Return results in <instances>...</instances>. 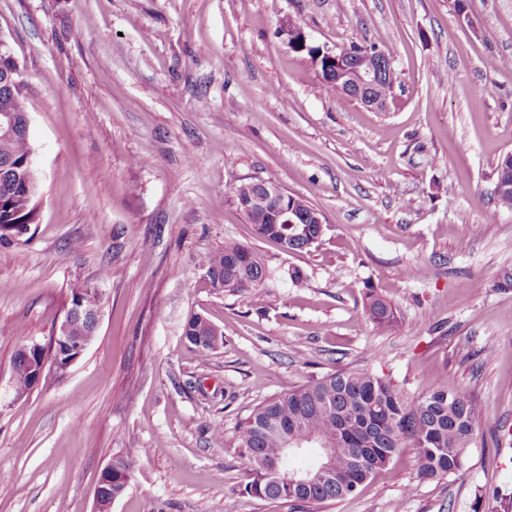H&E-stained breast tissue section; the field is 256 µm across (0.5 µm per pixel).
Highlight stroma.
<instances>
[{
    "instance_id": "1",
    "label": "stroma",
    "mask_w": 512,
    "mask_h": 512,
    "mask_svg": "<svg viewBox=\"0 0 512 512\" xmlns=\"http://www.w3.org/2000/svg\"><path fill=\"white\" fill-rule=\"evenodd\" d=\"M0 0L30 100L36 218L0 244V512H512V0ZM376 46L397 73L377 112L326 91L278 34ZM260 178L321 211L302 253L257 238L232 189ZM239 242L267 302L211 287L200 254ZM300 270L305 281L292 283ZM102 295L67 369L16 396L23 341L49 346L71 291ZM397 324L377 329L367 287ZM224 343L199 352L190 316ZM343 367L404 397L449 382L484 416L461 472L419 479L413 449L357 492L296 505L246 491L237 430L260 403ZM502 160L497 169V179L494 187V195L497 204L502 208L512 210V172L511 164L507 165L509 171L503 169ZM112 462L114 463L112 469ZM130 464L128 460L124 458H115L112 459L105 468L100 473V481L101 487L104 489V495H97V500L101 501L100 507L102 508V512H109V509L112 505V502L116 500V498H112L113 493L119 492L124 483L122 482L126 478V487L121 494V496L125 493L128 486V479L130 477ZM122 479V480H121ZM121 480V481H120ZM120 496V497H121Z\"/></svg>"
}]
</instances>
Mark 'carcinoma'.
<instances>
[{
  "instance_id": "obj_1",
  "label": "carcinoma",
  "mask_w": 512,
  "mask_h": 512,
  "mask_svg": "<svg viewBox=\"0 0 512 512\" xmlns=\"http://www.w3.org/2000/svg\"><path fill=\"white\" fill-rule=\"evenodd\" d=\"M321 77L322 86L336 90L329 70L330 60L316 47L306 51ZM378 56L392 61L390 54L368 46H353L346 55L353 62L363 56ZM24 89L0 80V113L17 110L27 103ZM33 148L23 131L12 138H0V241H9L5 232L34 222L39 188L27 180L26 161ZM497 204L512 210V172L498 166L494 187ZM256 237L293 251H308L316 245L319 227L315 224H274L270 210L255 207L245 213ZM198 265L208 274L210 284L220 283L229 291L249 288L248 299L265 297L263 283L268 277L265 261L249 247L226 242L224 248L203 253ZM82 299L95 309L101 296L91 287L72 291L71 300ZM365 310L369 321L380 329L397 323V311L388 300L374 292L366 294ZM183 335L201 350L216 349L222 339L209 321L190 317ZM15 394L25 395L31 388L30 376L12 362ZM482 408L473 398L450 383L434 386L415 399L399 394L387 378L366 369L348 368L317 380L293 386L259 404L238 430V442L254 466L247 492L257 498L302 504H325L354 494L375 471L387 465L404 448L415 451L417 476L421 479L446 477L462 468ZM332 440L338 443L332 477L308 490L294 489L286 475L272 476V467L282 455L286 442L305 449L319 448ZM370 449L364 468L357 467L353 449ZM112 492L123 487L130 477V464L113 459Z\"/></svg>"
}]
</instances>
